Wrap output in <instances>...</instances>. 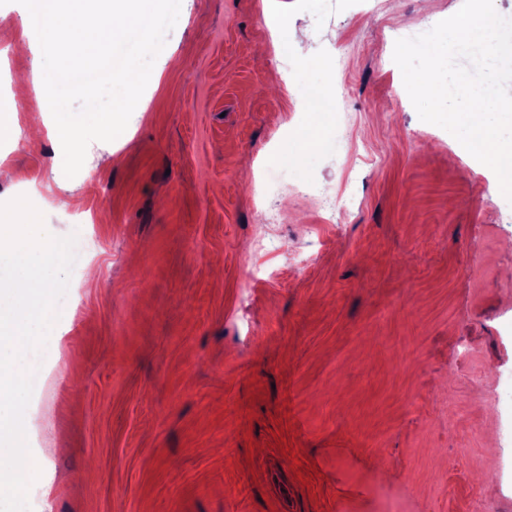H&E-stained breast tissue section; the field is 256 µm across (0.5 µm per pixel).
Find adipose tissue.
Masks as SVG:
<instances>
[{"label": "adipose tissue", "instance_id": "obj_1", "mask_svg": "<svg viewBox=\"0 0 512 512\" xmlns=\"http://www.w3.org/2000/svg\"><path fill=\"white\" fill-rule=\"evenodd\" d=\"M20 222L0 224V262L10 269L0 274V432L8 445L0 448V468L22 477L15 450L25 441L27 421L20 411L22 365L33 354L39 328L54 307L58 282L54 273L66 255V242L42 235L33 200L16 199Z\"/></svg>", "mask_w": 512, "mask_h": 512}]
</instances>
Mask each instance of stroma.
<instances>
[{
  "label": "stroma",
  "instance_id": "obj_1",
  "mask_svg": "<svg viewBox=\"0 0 512 512\" xmlns=\"http://www.w3.org/2000/svg\"><path fill=\"white\" fill-rule=\"evenodd\" d=\"M462 4L181 0L111 168L96 147L55 173L56 194L94 195L42 231L89 232L93 259L59 273L70 301L23 395L40 466L0 512H512V418L493 407L512 372V203L419 119L393 60ZM19 10L0 6V101L27 118L0 136L17 173L0 224L61 150L30 138L43 74ZM333 83L346 113L304 103ZM308 183L354 194L342 223Z\"/></svg>",
  "mask_w": 512,
  "mask_h": 512
}]
</instances>
